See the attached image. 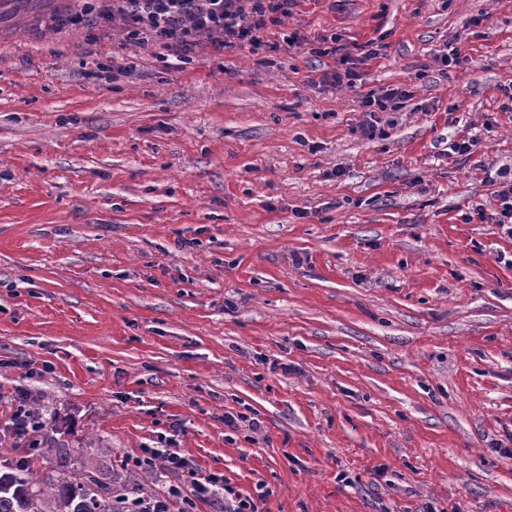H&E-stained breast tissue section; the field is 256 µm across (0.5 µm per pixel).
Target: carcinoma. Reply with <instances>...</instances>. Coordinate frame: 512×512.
Segmentation results:
<instances>
[{"instance_id":"cac0c4a2","label":"carcinoma","mask_w":512,"mask_h":512,"mask_svg":"<svg viewBox=\"0 0 512 512\" xmlns=\"http://www.w3.org/2000/svg\"><path fill=\"white\" fill-rule=\"evenodd\" d=\"M57 460V468L44 469L43 461ZM68 452L55 443L27 452L0 465V512H126L125 504L138 489L119 483L102 484L95 468L68 470Z\"/></svg>"}]
</instances>
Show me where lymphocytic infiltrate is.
<instances>
[{"label":"lymphocytic infiltrate","mask_w":512,"mask_h":512,"mask_svg":"<svg viewBox=\"0 0 512 512\" xmlns=\"http://www.w3.org/2000/svg\"><path fill=\"white\" fill-rule=\"evenodd\" d=\"M296 0H84L67 16L70 25L95 16L98 22H121L133 39L148 36L157 44L179 48L198 37H219L221 45H249L253 51L271 48L269 23L288 15ZM11 427L30 436L32 447L49 440L50 425L34 409L27 395H20ZM192 493L200 500L223 506L224 512H261L256 498L240 493L221 473L192 474Z\"/></svg>","instance_id":"f902f5d3"}]
</instances>
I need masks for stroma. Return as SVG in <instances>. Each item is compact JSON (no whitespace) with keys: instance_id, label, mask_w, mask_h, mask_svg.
Instances as JSON below:
<instances>
[{"instance_id":"1","label":"stroma","mask_w":512,"mask_h":512,"mask_svg":"<svg viewBox=\"0 0 512 512\" xmlns=\"http://www.w3.org/2000/svg\"><path fill=\"white\" fill-rule=\"evenodd\" d=\"M74 4L0 0V462L23 391L146 497L173 477L132 459L170 438L264 512H512V237L483 173L512 167V0L271 25L372 43L352 87L285 45L64 25ZM386 87L409 96L367 112Z\"/></svg>"}]
</instances>
